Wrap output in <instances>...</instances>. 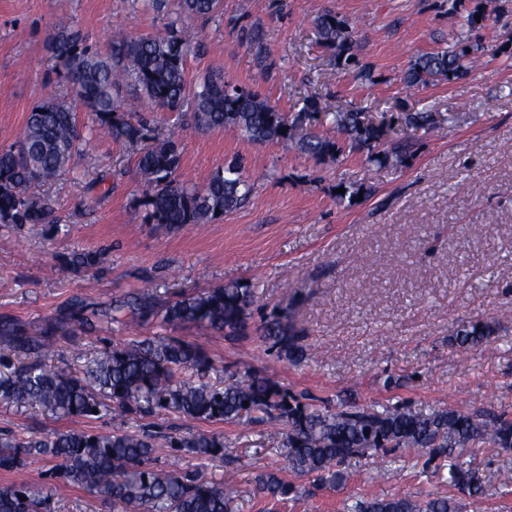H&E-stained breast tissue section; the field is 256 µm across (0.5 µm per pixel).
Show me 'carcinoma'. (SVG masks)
Segmentation results:
<instances>
[{
	"label": "carcinoma",
	"instance_id": "obj_1",
	"mask_svg": "<svg viewBox=\"0 0 512 512\" xmlns=\"http://www.w3.org/2000/svg\"><path fill=\"white\" fill-rule=\"evenodd\" d=\"M221 0H179L180 13L210 17ZM448 13L459 14L469 29L484 13L466 7V0H448ZM318 44L333 53L339 64L356 67L352 29L344 18L326 11L315 19ZM56 70L69 82L71 102H45L26 119L23 136L0 145V223L22 229L29 224L58 227L54 201L33 188L57 180L85 141L76 107L94 116L89 133L137 145L150 140V122L127 109L119 98L121 83L129 81L138 98L168 112L191 109V121L201 130L233 131L257 142L292 145L316 160L335 159L345 152H361L375 167H398L411 155L412 144L380 148L385 126L369 124L360 112L325 111L315 98L303 99L293 116L245 87L231 85L221 75H209L192 87L186 62L195 49L190 37H139L120 33L103 52L87 42L80 31L58 27L49 38ZM485 50L458 37L454 45L416 58L404 81L409 87L433 81L459 79L471 68L474 56ZM319 113L339 141L312 131L306 113ZM401 122L410 128H433L430 112H405ZM181 161L174 138L156 140L138 155L137 168L144 183L145 220L168 233L187 225L209 224L216 211L241 206L252 192L240 165L218 169L203 185L175 179ZM254 293L248 285L229 281L197 295L162 304L157 296L140 291L97 311L99 320L137 324L156 320L162 325L191 324L226 337L249 335ZM292 305L275 306L261 313L259 336L277 358L300 363L306 358L303 329L291 316ZM83 307L31 329L10 320L0 322V335L11 347L28 354L15 364L0 356V399L41 407L61 417L100 419L109 414L139 417L172 412L208 422H282L287 427L288 469L297 475H316L331 486L343 480L340 466L353 457L376 459L396 451L413 453L425 463L444 462L448 484L481 494V479L474 468L453 458L472 444L512 450V419L453 408L431 412L406 404H342L336 408L306 393L296 394L271 377L257 373H225L224 385L210 382L215 361L200 345L176 336L155 335L143 340L116 342L90 360L80 373L52 368L44 356L57 332L70 321L89 323ZM498 320H469L449 335L458 346L472 350L489 341ZM249 405H243V402ZM166 447L201 460L224 457V439L218 433L163 435ZM156 435L112 431H56L46 436L18 437L0 431V471L13 473L31 457L58 460L51 477L106 500L123 503L131 512H234L224 486L204 470L163 471L155 466ZM254 492L274 502L299 498L296 488L277 473L260 477ZM347 512H463L452 497L425 501L406 496L356 500ZM0 512H51L43 491L25 483L0 486Z\"/></svg>",
	"mask_w": 512,
	"mask_h": 512
}]
</instances>
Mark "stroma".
<instances>
[{
  "mask_svg": "<svg viewBox=\"0 0 512 512\" xmlns=\"http://www.w3.org/2000/svg\"><path fill=\"white\" fill-rule=\"evenodd\" d=\"M482 5L486 19L470 40L497 46L512 39V0ZM328 10L349 21L359 67L337 65L319 46L314 21ZM176 13L177 0H168L164 14L146 0H0V145L20 137L32 108L70 98L46 47L59 24L103 48L116 29L169 35ZM462 24L448 0H222L211 18H179L176 28L198 40L186 64L188 83L220 74L288 113L313 97L331 111H429L441 126H393L385 144L410 138L413 154L401 167L380 169L357 152L320 161L277 142L197 131L180 114L142 103L153 137L180 143L178 181L204 184L236 158L253 186L248 201L205 227L158 231L144 221L136 148L91 138L68 174L39 188L53 198L60 228L35 224L20 234L0 224V320L38 327L77 301L92 308L147 288L174 301L238 280L251 285L257 305L293 304L304 362L278 359L254 332L232 340L155 321L96 331L69 325L46 362L79 372L115 342L162 333L201 345L217 365L215 383L225 370H249L334 403L484 408L512 417V57L484 54L453 82H402L418 55L448 47ZM343 180L364 183L362 198L338 200L334 190ZM81 252L99 254L98 264L73 270L68 261ZM489 318L498 319V330L481 348L449 342L458 321ZM117 427L222 434L224 456L205 469L228 482L235 512H299L292 502L271 505L254 494L258 476L272 471L297 486L306 512H342L357 497L470 501L449 485L447 470L404 453L349 459L333 487L296 475L279 424L190 421L174 413L59 419L0 403V430L26 437ZM461 461L479 470L480 512H512V483L500 478L512 469V450L482 445ZM53 465L46 458L0 473V485L22 479L42 488L53 512H126L51 479Z\"/></svg>",
  "mask_w": 512,
  "mask_h": 512,
  "instance_id": "stroma-1",
  "label": "stroma"
}]
</instances>
